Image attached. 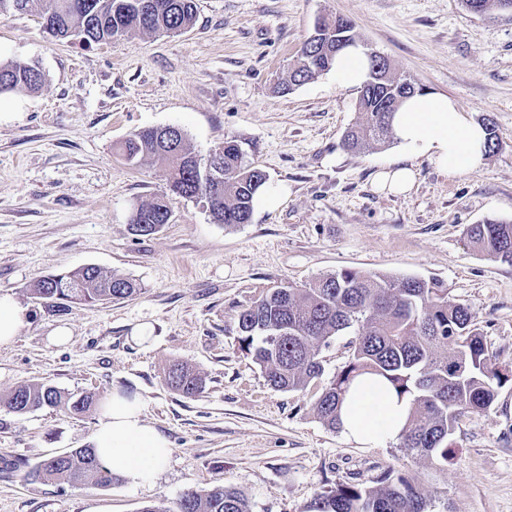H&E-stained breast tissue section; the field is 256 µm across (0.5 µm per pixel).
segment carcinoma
<instances>
[{
    "mask_svg": "<svg viewBox=\"0 0 512 512\" xmlns=\"http://www.w3.org/2000/svg\"><path fill=\"white\" fill-rule=\"evenodd\" d=\"M477 14L494 5L512 11V0H462ZM39 7L41 26L54 30V38L76 36L88 46L120 41L138 33L174 34L191 28L196 19L195 0H0V18L26 14ZM336 29L322 37H308L288 74L286 87L307 83L330 70L336 53L355 42L350 21L337 18ZM369 80L361 87L359 111L366 121L347 131L343 145L361 152L387 142L392 116L401 102L420 90L411 80L378 84V60L371 57ZM45 74L35 64L0 60V95L17 90L36 93ZM126 161L137 164L157 157L167 162L172 193L195 201L209 187L206 167L177 128L171 137L159 128L140 130L119 147ZM221 188L213 189L207 209L213 221L226 226L248 224L253 200L265 184V174L243 161L235 141H225L221 153ZM172 210L166 196L139 206L131 229L151 235L170 223ZM469 243L484 255L512 264V219H487L465 230ZM43 300L96 304L131 298L140 292L136 281L108 275L94 266L44 276L31 288ZM467 304L451 297L440 283L417 277L391 279L354 270L316 277L306 288H276L243 308L237 319L242 349L259 365L268 383L283 392L307 386L323 373L322 348L331 338L351 328L349 361L336 373L316 401L322 422L342 428L340 406L353 381L365 374L382 377L400 396L410 400L408 422L401 447L439 465L453 453L451 436L459 418L487 410L508 376L490 367L483 339L471 328ZM167 384L189 397L202 388V379L184 362L168 368ZM0 404L19 414L43 407L64 406L74 414L88 410L91 396L72 399L57 387L28 383L16 388ZM32 481L63 479L75 488L89 483L112 484L113 476L94 449L76 448L59 457L39 460L26 474ZM375 487L339 483L318 495L310 512H427V504L413 480L382 472ZM178 512H248L244 495L218 486L204 493L185 494Z\"/></svg>",
    "mask_w": 512,
    "mask_h": 512,
    "instance_id": "1",
    "label": "carcinoma"
}]
</instances>
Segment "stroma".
Instances as JSON below:
<instances>
[{
  "label": "stroma",
  "mask_w": 512,
  "mask_h": 512,
  "mask_svg": "<svg viewBox=\"0 0 512 512\" xmlns=\"http://www.w3.org/2000/svg\"><path fill=\"white\" fill-rule=\"evenodd\" d=\"M194 26L85 46L43 33L37 14L0 19V59L37 63L42 90L0 96V294L29 310L0 347V396L46 382L75 395L140 396L146 420L172 452L152 484L75 489L32 482L40 458L91 446L98 411L62 407L16 414L0 406V512H177L182 496L223 485L249 512H305L339 483L371 485L386 469L415 480L428 512H512V381L492 406L461 417L447 466L399 440L363 446L318 418L315 402L349 359L353 331L322 351L306 388H272L242 351L240 310L273 288L304 287L351 269L437 280L466 303L472 326L502 371H512V265L474 250L464 230L512 219V12H469L461 0H196ZM350 20L364 51L395 73L492 119L500 149L455 175L415 158V188L378 192L396 140L362 154L345 131L363 121L358 92L329 74L283 93L317 20ZM177 125L201 156L235 141L247 163L282 191L250 223H214L200 204L172 196L171 223L133 233V211L169 190L165 163L116 152L134 132ZM94 265L141 284L133 298L52 304L37 279ZM146 327L149 341H132ZM68 328L66 344L52 332ZM204 381L183 396L165 381L173 361Z\"/></svg>",
  "instance_id": "stroma-1"
}]
</instances>
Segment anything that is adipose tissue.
<instances>
[{"instance_id": "1", "label": "adipose tissue", "mask_w": 512, "mask_h": 512, "mask_svg": "<svg viewBox=\"0 0 512 512\" xmlns=\"http://www.w3.org/2000/svg\"><path fill=\"white\" fill-rule=\"evenodd\" d=\"M331 77L339 87L363 86L369 76L368 58L359 44L341 50ZM393 133L403 159L379 174V190L405 194L412 190L413 160L427 157L438 169L464 174L485 164L487 132L468 114L459 112L453 99L433 92H418L404 100L392 119ZM410 412V402L374 378L354 385L340 411L344 432L363 445L398 438ZM93 445L112 476L131 485L155 480L166 466L171 447L166 436L144 416L138 395L113 391L100 405Z\"/></svg>"}]
</instances>
